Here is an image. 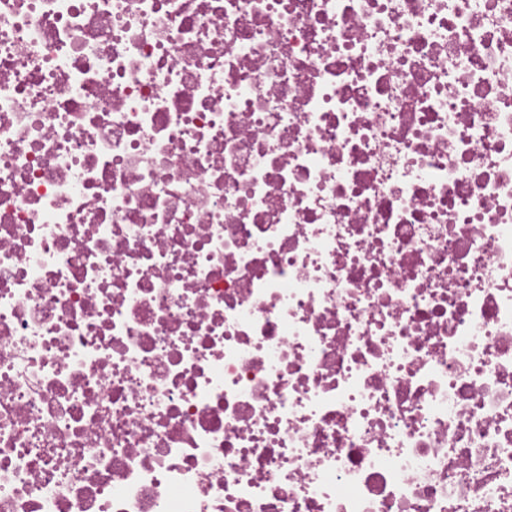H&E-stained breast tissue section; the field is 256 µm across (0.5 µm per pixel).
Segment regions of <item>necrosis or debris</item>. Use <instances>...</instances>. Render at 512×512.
<instances>
[{
  "instance_id": "4bbe7bcc",
  "label": "necrosis or debris",
  "mask_w": 512,
  "mask_h": 512,
  "mask_svg": "<svg viewBox=\"0 0 512 512\" xmlns=\"http://www.w3.org/2000/svg\"><path fill=\"white\" fill-rule=\"evenodd\" d=\"M0 512H512V0H0Z\"/></svg>"
}]
</instances>
